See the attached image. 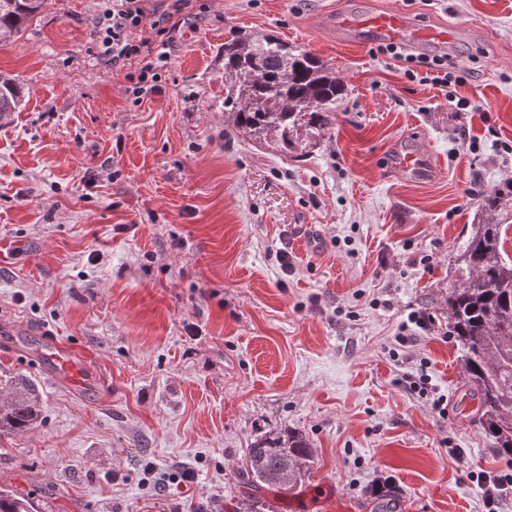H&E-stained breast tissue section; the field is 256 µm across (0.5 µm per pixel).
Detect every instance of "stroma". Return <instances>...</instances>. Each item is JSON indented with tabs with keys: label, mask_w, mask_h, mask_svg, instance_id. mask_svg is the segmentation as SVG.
<instances>
[{
	"label": "stroma",
	"mask_w": 512,
	"mask_h": 512,
	"mask_svg": "<svg viewBox=\"0 0 512 512\" xmlns=\"http://www.w3.org/2000/svg\"><path fill=\"white\" fill-rule=\"evenodd\" d=\"M106 4L51 0L0 34V73L22 88L0 126V403L23 391L38 411L0 438V487L40 512H239L247 448L288 428L310 473L262 492L271 512H372L387 491L399 512H487L471 475L508 460L448 334V275L481 196L512 185V0H194L137 101L141 57L116 70L97 48ZM346 12L457 27L427 48L470 79L410 81L379 42L325 26ZM267 33L345 88L298 158L224 121V44ZM412 148L426 177L396 166ZM413 310L434 322L399 343ZM44 326L92 355L103 390L38 367ZM420 372L424 395L401 383Z\"/></svg>",
	"instance_id": "obj_1"
}]
</instances>
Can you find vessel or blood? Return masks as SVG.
Instances as JSON below:
<instances>
[{
  "label": "vessel or blood",
  "instance_id": "b4317fda",
  "mask_svg": "<svg viewBox=\"0 0 512 512\" xmlns=\"http://www.w3.org/2000/svg\"><path fill=\"white\" fill-rule=\"evenodd\" d=\"M329 26L352 42L379 40L420 46L430 41L447 42L448 32H433L413 25L400 14H340L330 18ZM400 171L422 178L430 165L421 151L408 153L398 165ZM44 369L55 380L77 391H93L102 381L91 355L63 342L54 333H47L41 358Z\"/></svg>",
  "mask_w": 512,
  "mask_h": 512
}]
</instances>
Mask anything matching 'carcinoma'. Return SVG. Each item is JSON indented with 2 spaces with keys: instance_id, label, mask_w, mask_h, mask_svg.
I'll return each instance as SVG.
<instances>
[{
  "instance_id": "obj_1",
  "label": "carcinoma",
  "mask_w": 512,
  "mask_h": 512,
  "mask_svg": "<svg viewBox=\"0 0 512 512\" xmlns=\"http://www.w3.org/2000/svg\"><path fill=\"white\" fill-rule=\"evenodd\" d=\"M49 0H0V30L19 33ZM344 85L329 65L273 34L224 43V117L255 142L302 156L333 124ZM20 90L0 80V114L13 112ZM512 212V194L486 195L455 253L457 280L448 292V328L456 338L468 382L479 397V425L493 448L512 456V260L501 254V225ZM37 410L17 396L0 403V436L30 430ZM311 450L285 429L247 449L252 487L287 492L306 474ZM0 512H36L34 501L0 489Z\"/></svg>"
}]
</instances>
